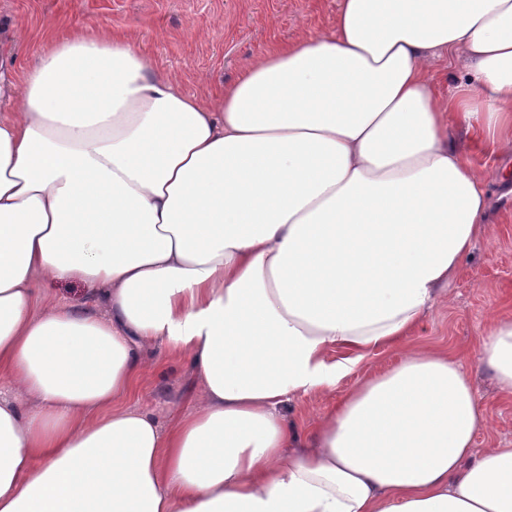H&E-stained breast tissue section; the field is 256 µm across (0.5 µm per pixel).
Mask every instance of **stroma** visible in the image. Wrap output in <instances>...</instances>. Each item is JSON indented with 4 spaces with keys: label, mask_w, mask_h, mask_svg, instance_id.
Masks as SVG:
<instances>
[{
    "label": "stroma",
    "mask_w": 512,
    "mask_h": 512,
    "mask_svg": "<svg viewBox=\"0 0 512 512\" xmlns=\"http://www.w3.org/2000/svg\"><path fill=\"white\" fill-rule=\"evenodd\" d=\"M338 0H0V72L18 80L39 58L33 36L48 22H62L97 34L126 35L181 89L207 100L233 82L269 47L330 30ZM471 163L487 174L493 241L478 244L448 284V301L425 319L422 340L462 359L486 407L476 448H512V397L502 395L476 352L492 317L512 314V196L498 174L512 169V147L474 150ZM399 349L369 356L334 391L289 404L287 414L316 423L357 383L392 367ZM133 404L152 411L160 423L190 410L195 388L187 361L172 359L165 347L144 353Z\"/></svg>",
    "instance_id": "obj_1"
}]
</instances>
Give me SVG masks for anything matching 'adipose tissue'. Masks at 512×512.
<instances>
[{
  "label": "adipose tissue",
  "instance_id": "1",
  "mask_svg": "<svg viewBox=\"0 0 512 512\" xmlns=\"http://www.w3.org/2000/svg\"><path fill=\"white\" fill-rule=\"evenodd\" d=\"M37 39L0 77V512H512L464 365L408 342L492 238L453 132L512 136V0H339L205 103L124 35ZM459 54L475 82L439 96L425 64ZM44 277L102 308H38ZM160 345L197 379L166 428L129 402ZM477 360L511 396L512 315ZM399 356L400 350L396 347L376 351L363 361L352 375L345 378L334 391L313 394L289 404L287 415L307 423H317L353 386L392 367Z\"/></svg>",
  "mask_w": 512,
  "mask_h": 512
}]
</instances>
